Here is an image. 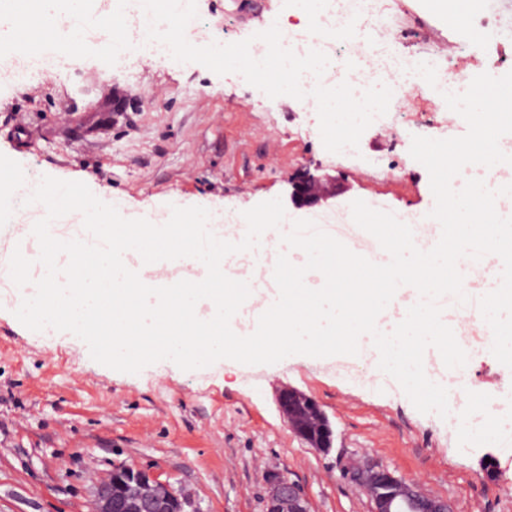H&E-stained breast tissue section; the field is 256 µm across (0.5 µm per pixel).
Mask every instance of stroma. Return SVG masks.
I'll list each match as a JSON object with an SVG mask.
<instances>
[{
	"instance_id": "35a3bbf8",
	"label": "stroma",
	"mask_w": 512,
	"mask_h": 512,
	"mask_svg": "<svg viewBox=\"0 0 512 512\" xmlns=\"http://www.w3.org/2000/svg\"><path fill=\"white\" fill-rule=\"evenodd\" d=\"M202 28L228 44L296 21L284 0H196ZM389 17L364 25L399 55L471 81L512 71V27L470 42L439 0H391ZM441 90L406 77L387 113L339 153L322 143L319 117L290 96H267L238 73L148 57L131 48L114 65L91 58L56 76L0 84V154L41 175L84 182L128 210L176 204L240 213L289 198L306 169L336 180L326 212L354 200L428 215L427 169L413 136L464 135ZM286 214L310 219L288 205ZM459 344L471 396L450 392L448 417L418 412L398 382L371 363L344 376L318 358L292 355L240 372L224 365L184 371L162 360L139 373L94 361L86 344L33 331L0 307V512H91L95 483L114 468L146 469L190 494L193 512H264L265 472L288 474L311 512H370L348 469L369 461L447 499L454 512H512V446L495 438L503 414L483 407L511 392L506 366L480 323ZM314 397L335 432L326 453L288 428L276 395ZM479 409L480 435L464 439L460 412Z\"/></svg>"
}]
</instances>
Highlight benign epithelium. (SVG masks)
<instances>
[{
	"label": "benign epithelium",
	"instance_id": "obj_1",
	"mask_svg": "<svg viewBox=\"0 0 512 512\" xmlns=\"http://www.w3.org/2000/svg\"><path fill=\"white\" fill-rule=\"evenodd\" d=\"M289 199L297 209L327 202L336 193L327 178L303 172L290 182ZM277 404L289 429L309 447L327 451L333 447L334 430L322 405L293 387L282 388ZM350 478L367 490L371 512H452L448 500L424 493L387 468L368 463ZM265 512H310L303 488L283 472L267 476ZM186 498L148 470L118 467L94 492L92 512H185Z\"/></svg>",
	"mask_w": 512,
	"mask_h": 512
}]
</instances>
